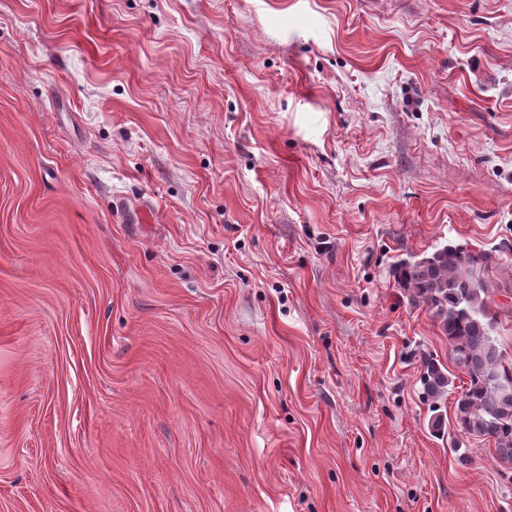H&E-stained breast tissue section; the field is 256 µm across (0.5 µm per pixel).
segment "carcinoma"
<instances>
[{"mask_svg":"<svg viewBox=\"0 0 512 512\" xmlns=\"http://www.w3.org/2000/svg\"><path fill=\"white\" fill-rule=\"evenodd\" d=\"M483 262V255L462 245H445L419 260L399 261L394 275L434 308L455 364L469 377L456 423L470 435L495 440L499 456L512 463V359L491 335L485 288L476 275ZM420 382L426 398L436 400L447 391L448 370L427 359Z\"/></svg>","mask_w":512,"mask_h":512,"instance_id":"1","label":"carcinoma"}]
</instances>
